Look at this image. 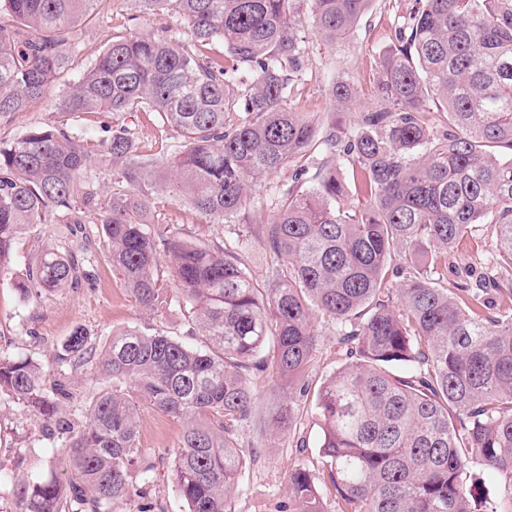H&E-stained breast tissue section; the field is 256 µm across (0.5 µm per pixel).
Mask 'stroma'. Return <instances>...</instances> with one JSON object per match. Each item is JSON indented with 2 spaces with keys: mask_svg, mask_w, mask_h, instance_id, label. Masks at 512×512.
Returning <instances> with one entry per match:
<instances>
[{
  "mask_svg": "<svg viewBox=\"0 0 512 512\" xmlns=\"http://www.w3.org/2000/svg\"><path fill=\"white\" fill-rule=\"evenodd\" d=\"M413 0H374L370 13L347 41L327 44L310 34L305 60V80L291 100L292 107L322 124L344 131L354 126V112L333 108L329 80L348 72L361 88L360 101H374L373 72L380 50L389 47L395 26L408 13ZM150 30L171 37L191 53L222 54L220 40L201 46L195 43L184 19L176 15L154 16L134 12L129 0H102L97 17L86 23L83 45L73 55L67 70L43 98L27 109L0 122V139L9 140L33 126H54L61 121L55 103L66 85L76 81L102 47L113 37L132 30ZM128 127L137 137L140 151L154 158L169 151L175 133L154 112L135 114L89 113L78 126L93 139L105 138L107 127ZM154 230L176 234L189 242L223 236L224 227L210 224L195 210L169 197H159L146 216ZM103 229L95 215H88L82 228L64 224H38L18 235L8 272L0 274V355L24 357L41 364L47 373L55 371V357L74 329H87L97 344H105L113 334L137 327L182 334L184 316L178 306H170L155 317L136 306L113 270L103 247ZM68 246L72 251L93 253V281L77 288L41 297H21L14 288L16 277L25 274L35 253L44 248ZM319 333L315 356L303 374L307 393L300 397L299 415L289 432L267 439L258 432L256 420L238 424L236 434L246 450L245 466L231 498L232 512H281L286 503L285 485L289 471L304 464L311 471L327 505V512H339L331 490L329 468L318 442L321 429L314 410L315 393L321 383L341 364L338 338L323 318H315ZM139 466L149 469L150 482L133 476L130 497L119 512H186L173 475L174 451L184 429L181 420L164 416L150 405L138 406ZM46 422L22 404L0 398V512H11L13 491L18 483L36 475L49 474L63 455L60 445L45 435ZM306 438L308 448L298 449L297 438Z\"/></svg>",
  "mask_w": 512,
  "mask_h": 512,
  "instance_id": "stroma-1",
  "label": "stroma"
}]
</instances>
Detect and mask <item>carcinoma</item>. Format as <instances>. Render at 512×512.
<instances>
[{"instance_id": "obj_1", "label": "carcinoma", "mask_w": 512, "mask_h": 512, "mask_svg": "<svg viewBox=\"0 0 512 512\" xmlns=\"http://www.w3.org/2000/svg\"><path fill=\"white\" fill-rule=\"evenodd\" d=\"M130 2L141 14L179 15L196 42L222 40L224 56L192 55L153 33L116 37L58 99L60 124L0 141V271L24 227L98 215L138 307L170 305L160 285L169 263L200 345L132 328L99 348L76 328L57 373L96 359L102 377L78 431L59 417L62 402L80 406L65 381L0 356V395L46 418L48 437L66 448L63 477L18 485L14 512H114L131 494L139 430L127 383L186 421L174 459L186 512H230L245 457L236 426L257 407L258 381L270 380L283 383L282 396L262 433L288 431L318 342L315 310L346 357L315 398L340 512H476L472 467L512 475V0H414L378 56L374 106L358 110L352 76L331 79L334 107L360 111L339 133L290 107L309 47L294 18L308 7L312 28L336 44L374 0ZM100 3L4 0L0 120L46 95ZM432 108L448 129L426 118ZM90 112H156L177 143L148 161L125 126L93 143L68 125ZM106 161L121 186L104 196L95 175ZM285 169L262 230L277 258L262 288L242 255L240 214L258 180ZM162 194L234 225L233 235L195 244L156 234L145 215ZM482 224L489 256L445 286L448 251L477 240ZM92 262L41 250L15 288L59 292L89 280ZM285 497L288 512H327L303 465Z\"/></svg>"}]
</instances>
